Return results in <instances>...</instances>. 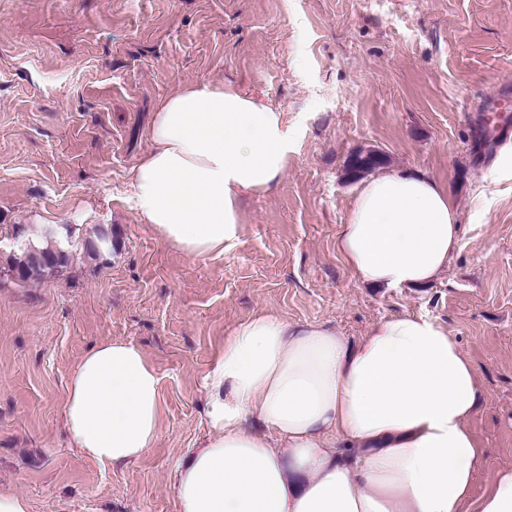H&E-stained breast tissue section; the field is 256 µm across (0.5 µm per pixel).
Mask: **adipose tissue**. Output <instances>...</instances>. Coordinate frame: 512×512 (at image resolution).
Segmentation results:
<instances>
[{"label": "adipose tissue", "mask_w": 512, "mask_h": 512, "mask_svg": "<svg viewBox=\"0 0 512 512\" xmlns=\"http://www.w3.org/2000/svg\"><path fill=\"white\" fill-rule=\"evenodd\" d=\"M147 137L128 173L132 207L191 259L235 244L242 197L277 188L293 152L280 108L207 81L160 101ZM459 237L440 182L389 173L361 183L336 251L364 284L420 288ZM203 391L209 433L177 468V512H512V467L473 493L485 466L468 425L476 371L428 317L385 318L352 342L259 313L225 336ZM161 410L156 367L112 340L71 369L62 417L79 454L128 466L156 447Z\"/></svg>", "instance_id": "adipose-tissue-1"}]
</instances>
